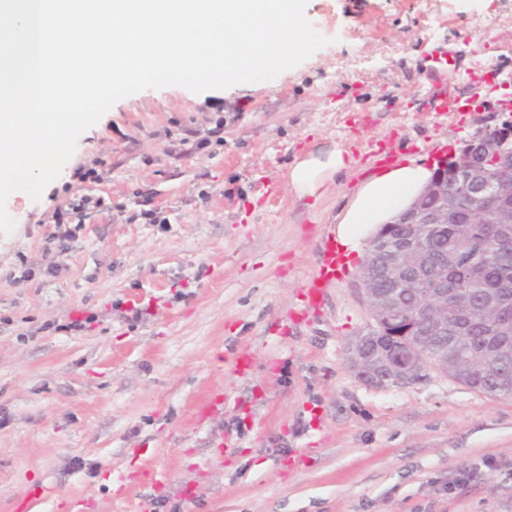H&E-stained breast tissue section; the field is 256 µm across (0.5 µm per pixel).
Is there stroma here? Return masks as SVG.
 Instances as JSON below:
<instances>
[{
  "label": "stroma",
  "mask_w": 512,
  "mask_h": 512,
  "mask_svg": "<svg viewBox=\"0 0 512 512\" xmlns=\"http://www.w3.org/2000/svg\"><path fill=\"white\" fill-rule=\"evenodd\" d=\"M328 45L275 79L146 89L79 139L0 234V512H512V398L432 371L362 382L347 347L372 318L347 259L284 336L359 185L434 163L512 99V0H308ZM469 112L431 111L426 53ZM220 135H213L215 125ZM355 163L317 195L290 165ZM99 180H81V168ZM89 198L66 250L57 212ZM249 375L234 370L239 355ZM222 396V414L196 409ZM171 487H147L152 468ZM190 487L193 500L180 491ZM344 154L343 149L336 147L298 158L289 173L293 191L301 197L315 195L337 173L349 169L351 161Z\"/></svg>",
  "instance_id": "35a3bbf8"
}]
</instances>
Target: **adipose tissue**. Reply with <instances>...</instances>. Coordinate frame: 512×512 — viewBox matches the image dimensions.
Returning a JSON list of instances; mask_svg holds the SVG:
<instances>
[{"label": "adipose tissue", "instance_id": "adipose-tissue-1", "mask_svg": "<svg viewBox=\"0 0 512 512\" xmlns=\"http://www.w3.org/2000/svg\"><path fill=\"white\" fill-rule=\"evenodd\" d=\"M349 167L341 148L310 153L293 164L290 185L298 196L313 195ZM432 176L431 167L411 159L362 184L336 226L335 242L339 253L354 255L371 232L393 222L409 208Z\"/></svg>", "mask_w": 512, "mask_h": 512}]
</instances>
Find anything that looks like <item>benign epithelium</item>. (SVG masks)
Here are the masks:
<instances>
[{
  "label": "benign epithelium",
  "mask_w": 512,
  "mask_h": 512,
  "mask_svg": "<svg viewBox=\"0 0 512 512\" xmlns=\"http://www.w3.org/2000/svg\"><path fill=\"white\" fill-rule=\"evenodd\" d=\"M509 117L494 127L479 129L458 151L438 161L430 184L409 210L390 224L383 225L368 241V251H382L386 261L378 268L362 270L358 281L362 298L372 314L373 324L349 347V362L358 377L367 384L410 386L431 370L448 374V354L436 356L424 336L448 334V321L434 311L433 302L454 305L456 292L448 287V254L432 245L439 224H469L471 216L482 212V204L512 198V104L502 103ZM383 278L396 291L377 293L370 288L371 279ZM433 280L439 287L409 315L419 338L403 341V350L395 357L379 341L377 323L404 305L408 290L421 288ZM483 305L495 308L498 322L484 329L481 343L472 337L473 323L462 317L453 330L452 343L467 356L486 352L492 364L512 357V297L508 289L485 295Z\"/></svg>",
  "instance_id": "obj_1"
}]
</instances>
